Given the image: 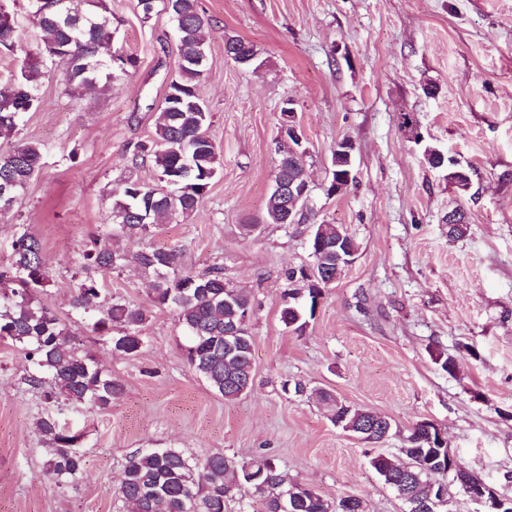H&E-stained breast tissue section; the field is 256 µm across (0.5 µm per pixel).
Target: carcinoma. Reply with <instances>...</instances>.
<instances>
[{
	"label": "carcinoma",
	"instance_id": "1",
	"mask_svg": "<svg viewBox=\"0 0 512 512\" xmlns=\"http://www.w3.org/2000/svg\"><path fill=\"white\" fill-rule=\"evenodd\" d=\"M161 2L178 32L179 59L175 78L169 84L155 123V135L134 147V156H148L160 174V183L150 185L138 179L125 182L123 198L112 207L115 227L103 238H95L82 254L86 270L108 272L132 263L154 278L150 301L171 309L191 339L187 360L209 386L230 400L251 389V385L224 390V381L239 377L253 368L254 337L249 320L253 314L250 297L224 280L223 268L214 266L195 275L180 269L179 255L173 249L143 246L137 251L122 247L119 240L135 232L143 237L165 220L187 217L197 210L213 180L221 173L222 163L208 134L211 113L199 93L204 69L194 58L204 52L205 19L198 0H152ZM41 31L40 57L25 54L16 58L18 76L0 83V138L15 136L20 115L39 103L42 78L41 58L50 56L65 63L64 83L70 90L94 86L105 80L112 88L115 73L124 74L134 64L131 56L115 47L116 29L107 0H94L82 13L67 7L66 14L34 15ZM41 144L20 140L11 152L0 155V184L10 186V194L0 199V218L9 214L42 166ZM307 159L290 154L278 156L276 173L283 179L299 183L309 180ZM285 219L284 203L272 191L265 221L281 224ZM325 229H314L322 237L308 240L309 247L320 254L318 271L324 276L336 273V225L319 222ZM7 279L17 287L0 290V342L19 345L36 375L33 385L42 389L45 405L53 412L38 421L39 431L52 445L46 474L56 483L74 485L85 471L84 455L72 452L79 436L67 433L56 413L63 408L81 407L104 410L123 394L120 383L98 366L94 357L82 347L59 319L35 296L45 286L48 271L43 261L42 244L22 224L14 244L9 266L0 268V281ZM319 288H290L284 294L280 319L295 331L303 330L305 314H314ZM101 288L93 277L81 281L70 305L83 317L91 312L102 314L94 323L100 334L108 325H119L123 332L106 342L111 350L125 357L141 351V329L149 309L124 298H112L101 304ZM238 327L234 338L236 350H224V329ZM328 406L335 424L347 419L353 429L363 426L379 413L345 402L336 404V395L318 392ZM438 435L430 436L414 424L406 436L402 453L418 466L439 468L448 465L437 450ZM369 465L386 485L397 489L400 471L391 458L377 454ZM301 486L272 457L261 455L238 465L221 453L195 459L179 448H152L132 455L126 462L118 497L137 512H226L236 500L239 512H364L361 499L342 496L326 499L314 490L303 496L285 493ZM440 488L431 485L426 474L407 491V506L422 509L425 501L435 500Z\"/></svg>",
	"mask_w": 512,
	"mask_h": 512
}]
</instances>
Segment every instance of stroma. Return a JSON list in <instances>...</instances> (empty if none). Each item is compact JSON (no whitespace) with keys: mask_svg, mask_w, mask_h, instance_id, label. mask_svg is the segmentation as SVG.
Masks as SVG:
<instances>
[{"mask_svg":"<svg viewBox=\"0 0 512 512\" xmlns=\"http://www.w3.org/2000/svg\"><path fill=\"white\" fill-rule=\"evenodd\" d=\"M15 18L14 50L0 47V83L15 53H37L41 33L27 0H0ZM208 22L200 86L213 115L221 174L191 215L147 239L176 250L182 271L218 264L254 298L255 377L227 401L189 365V338L173 311L151 307L133 358L94 339L92 318L73 319L69 300L80 261L108 230L112 205L134 175L150 184V160H133L179 57L163 10L142 21L137 0H109L116 43L135 60L111 90L71 92L63 64L44 60L40 103L19 138L41 143L43 165L0 219V267L18 225L41 241L50 283L41 298L123 386L111 407L68 409L87 465L73 487L44 477L50 449L38 428L41 391L23 352L0 344V512H125L116 497L134 453L179 448L238 462L265 454L323 497L353 495L365 512H404L370 467L398 455L408 430L441 429L458 462L512 497V0H198ZM250 42L260 67L228 60L227 38ZM293 100L309 149L319 219L359 244L355 263L327 289L303 332L280 320L288 269L311 261L307 227L264 223L274 184L280 111ZM417 129L410 135L402 123ZM355 146V180L327 195L331 152ZM433 145L470 168L458 195L448 172L423 160ZM463 205L464 237L448 236ZM102 300L149 304L150 280L135 265L97 274ZM455 357L453 372L432 357ZM307 392H284L283 381ZM388 416L394 434L367 445L334 426L315 390Z\"/></svg>","mask_w":512,"mask_h":512,"instance_id":"obj_1","label":"stroma"}]
</instances>
